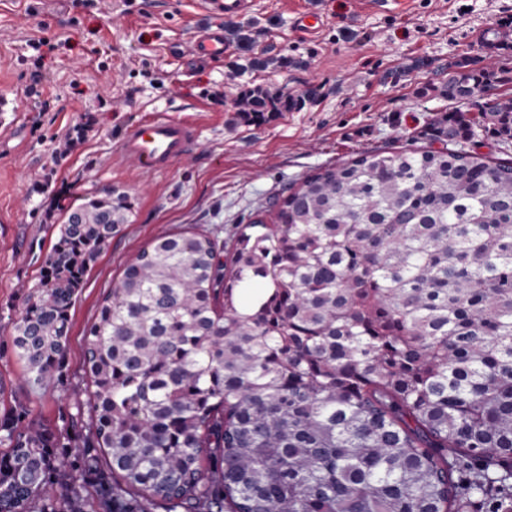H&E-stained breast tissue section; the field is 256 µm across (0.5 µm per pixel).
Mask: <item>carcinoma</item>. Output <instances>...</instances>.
<instances>
[{
    "instance_id": "obj_1",
    "label": "carcinoma",
    "mask_w": 512,
    "mask_h": 512,
    "mask_svg": "<svg viewBox=\"0 0 512 512\" xmlns=\"http://www.w3.org/2000/svg\"><path fill=\"white\" fill-rule=\"evenodd\" d=\"M495 78L457 63L445 95ZM485 116L512 139L511 98ZM427 136L304 177L228 264L204 233L156 238L86 330L88 433L0 417V512H458L470 456L469 493L512 488V162L465 149L462 110ZM129 211L114 188L67 209L14 323L32 385Z\"/></svg>"
}]
</instances>
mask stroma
Instances as JSON below:
<instances>
[{"instance_id":"stroma-1","label":"stroma","mask_w":512,"mask_h":512,"mask_svg":"<svg viewBox=\"0 0 512 512\" xmlns=\"http://www.w3.org/2000/svg\"><path fill=\"white\" fill-rule=\"evenodd\" d=\"M299 10L322 16L317 34L296 29ZM505 16L512 0H252L231 16L207 13L201 0H0V415L20 406L51 429L85 432V331L156 237L207 231L232 245L258 210L319 168L426 146L431 122L454 107L443 86L457 62L494 64L496 94L512 98V35L495 56L483 49ZM215 24L223 58L190 65L172 53ZM254 85L297 105L235 111L239 88ZM485 102L465 105L477 126L470 148L512 161V140L484 119ZM154 111L190 119L200 133L188 158L143 172L116 153ZM109 187L128 194L129 221L79 290L65 369L34 389L12 348L14 323L68 205Z\"/></svg>"}]
</instances>
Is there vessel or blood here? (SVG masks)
<instances>
[{
	"mask_svg": "<svg viewBox=\"0 0 512 512\" xmlns=\"http://www.w3.org/2000/svg\"><path fill=\"white\" fill-rule=\"evenodd\" d=\"M190 51L210 60L224 55V33L215 29L194 36ZM197 126L166 112H157L138 121L123 138L122 161L138 169L159 171L182 160L198 137Z\"/></svg>",
	"mask_w": 512,
	"mask_h": 512,
	"instance_id": "obj_1",
	"label": "vessel or blood"
}]
</instances>
